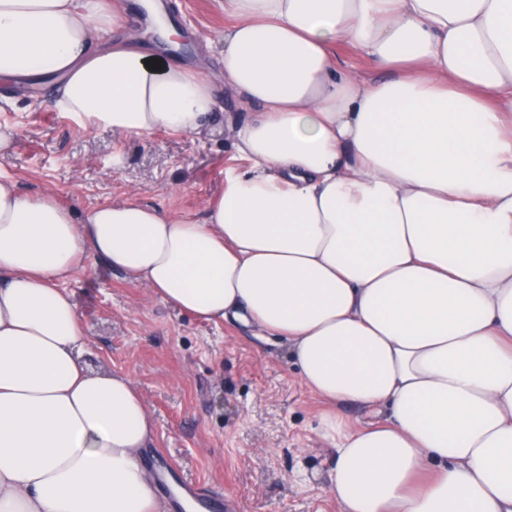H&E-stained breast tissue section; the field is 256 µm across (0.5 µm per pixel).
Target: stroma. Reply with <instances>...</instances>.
<instances>
[{
	"mask_svg": "<svg viewBox=\"0 0 512 512\" xmlns=\"http://www.w3.org/2000/svg\"><path fill=\"white\" fill-rule=\"evenodd\" d=\"M175 45L164 47L138 0H110L135 18L141 45L213 76L220 107L194 134L159 130L129 139L84 129L53 109L51 78L0 82V125L17 137L0 153V177L24 194H54L76 212L135 197L195 220L242 166L224 116L237 111L224 92L218 0H161ZM77 304L92 373L123 372L153 414L156 439L146 466L166 461L209 494H228L235 512H338L329 474L336 450L319 428L332 407L302 383L285 341L237 323L200 321L123 274L89 261L65 281ZM345 419L378 421L356 404L333 407Z\"/></svg>",
	"mask_w": 512,
	"mask_h": 512,
	"instance_id": "obj_1",
	"label": "stroma"
}]
</instances>
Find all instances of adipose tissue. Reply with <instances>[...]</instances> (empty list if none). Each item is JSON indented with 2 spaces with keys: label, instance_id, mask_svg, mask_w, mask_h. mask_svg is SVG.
Listing matches in <instances>:
<instances>
[{
  "label": "adipose tissue",
  "instance_id": "adipose-tissue-1",
  "mask_svg": "<svg viewBox=\"0 0 512 512\" xmlns=\"http://www.w3.org/2000/svg\"><path fill=\"white\" fill-rule=\"evenodd\" d=\"M228 129L203 221L131 200L75 219L0 178V512H163L128 374H93L60 283L93 258L198 319L288 344L329 402L342 512H512V0H224ZM105 0H0V80L124 137L191 134L210 79L148 68ZM349 45L384 68L340 65Z\"/></svg>",
  "mask_w": 512,
  "mask_h": 512
}]
</instances>
